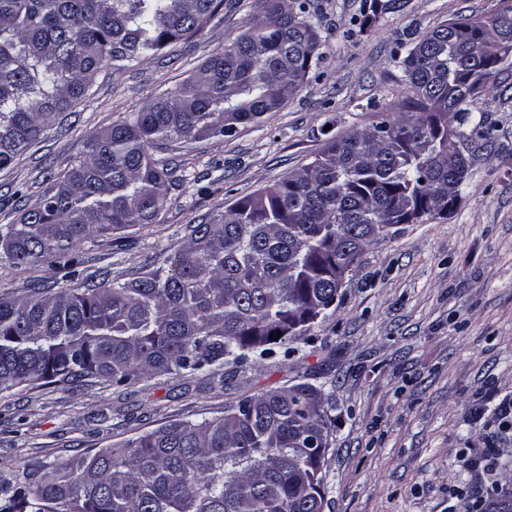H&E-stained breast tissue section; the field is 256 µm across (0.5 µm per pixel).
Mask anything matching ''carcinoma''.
<instances>
[{
    "mask_svg": "<svg viewBox=\"0 0 512 512\" xmlns=\"http://www.w3.org/2000/svg\"><path fill=\"white\" fill-rule=\"evenodd\" d=\"M309 0H255L247 31L174 91L94 133L41 204L0 225V262L57 268L92 243L156 222L177 169L148 145L230 137L277 112L318 50ZM216 0H0V171L91 95L99 73L149 59L193 36ZM442 24L400 65L409 95L372 128L329 139L314 159L233 204L186 242L123 282L89 275L0 294V395L34 386L135 384L216 374L261 361L304 335L336 303V268L365 249L451 211L471 174L466 152L491 127L474 100L512 52L495 22ZM282 336L271 337V333ZM333 407L302 382L247 395L224 414L175 420L111 448L0 488V512H319L322 459L301 437L324 433Z\"/></svg>",
    "mask_w": 512,
    "mask_h": 512,
    "instance_id": "cac0c4a2",
    "label": "carcinoma"
}]
</instances>
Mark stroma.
<instances>
[{"mask_svg": "<svg viewBox=\"0 0 512 512\" xmlns=\"http://www.w3.org/2000/svg\"><path fill=\"white\" fill-rule=\"evenodd\" d=\"M366 0H312L320 45L299 92L230 137L173 142L176 165L156 223L100 237L82 267L134 278L173 256L186 228L311 162L329 135L371 124L405 91L399 57L434 27L485 20L498 0H396L364 16ZM254 0H222L191 38L149 61L105 69L90 97L0 172V224L40 204L90 136L151 105L224 50L253 19ZM477 106L497 142L475 152L445 218L403 225L368 247L355 273L289 358L226 367L212 380L158 377L118 389L19 388L0 397V483L133 439L172 420L222 415L225 404L300 382L334 405L323 512H462L512 476V64Z\"/></svg>", "mask_w": 512, "mask_h": 512, "instance_id": "1", "label": "stroma"}]
</instances>
